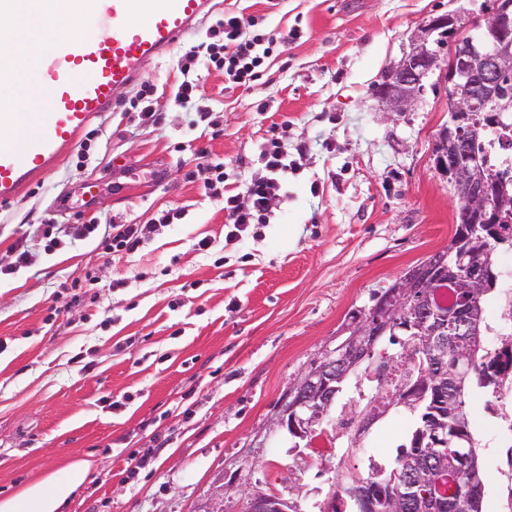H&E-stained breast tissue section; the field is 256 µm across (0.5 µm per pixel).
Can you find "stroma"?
I'll list each match as a JSON object with an SVG mask.
<instances>
[{
  "label": "stroma",
  "mask_w": 512,
  "mask_h": 512,
  "mask_svg": "<svg viewBox=\"0 0 512 512\" xmlns=\"http://www.w3.org/2000/svg\"><path fill=\"white\" fill-rule=\"evenodd\" d=\"M493 6L217 0L93 119L88 147H63L58 165L0 207V267L13 266L15 245L29 252L27 267L0 277V502L85 464L59 512H207L230 482L299 489L301 512H319L337 465L394 467L418 420L404 408L370 429V455L339 440L256 437L372 290L447 246L456 204L434 155L449 120L445 75L430 76L410 112L382 111L372 86L433 17L457 14L475 34ZM228 12L258 18L274 52L247 86L200 68L209 120L193 126L175 99L177 61ZM146 82L156 125L137 117ZM276 137L303 153L288 195L254 234L226 240L222 205L204 190L208 168L223 162L230 189L244 193L261 172L260 145ZM169 209L183 219L133 254H104L95 237L44 250L49 223L147 224ZM203 238L214 256L197 251ZM468 409L487 476L483 512H512V399L473 388Z\"/></svg>",
  "instance_id": "stroma-1"
}]
</instances>
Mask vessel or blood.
Returning <instances> with one entry per match:
<instances>
[{"instance_id":"b4317fda","label":"vessel or blood","mask_w":512,"mask_h":512,"mask_svg":"<svg viewBox=\"0 0 512 512\" xmlns=\"http://www.w3.org/2000/svg\"><path fill=\"white\" fill-rule=\"evenodd\" d=\"M87 15L111 28L108 39L54 36L40 52L9 44L0 65V88L17 84L34 62L50 103L41 112L0 113V206L12 203L57 164L64 146L100 113L111 110L121 88L142 75L143 64L170 53L207 15L211 0H88Z\"/></svg>"}]
</instances>
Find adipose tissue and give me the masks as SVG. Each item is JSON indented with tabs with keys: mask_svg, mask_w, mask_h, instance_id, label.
Wrapping results in <instances>:
<instances>
[{
	"mask_svg": "<svg viewBox=\"0 0 512 512\" xmlns=\"http://www.w3.org/2000/svg\"><path fill=\"white\" fill-rule=\"evenodd\" d=\"M81 9V0H16L13 11L0 14V26L6 27L8 40L36 46L46 42L57 27L71 29L73 36H80L74 23ZM86 475L85 469L78 468L70 479L53 483L51 490L38 486L26 489L28 512H57Z\"/></svg>",
	"mask_w": 512,
	"mask_h": 512,
	"instance_id": "obj_1",
	"label": "adipose tissue"
}]
</instances>
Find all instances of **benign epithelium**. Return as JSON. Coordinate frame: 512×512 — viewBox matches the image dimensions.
Returning <instances> with one entry per match:
<instances>
[{
	"label": "benign epithelium",
	"instance_id": "1",
	"mask_svg": "<svg viewBox=\"0 0 512 512\" xmlns=\"http://www.w3.org/2000/svg\"><path fill=\"white\" fill-rule=\"evenodd\" d=\"M459 17L443 14L417 28L410 36L409 50L387 71L381 83L372 92L385 112H409L426 89L430 75L441 68L443 32L453 33ZM488 37L482 44H454L448 59V98L451 106L446 130L439 136L436 155L437 169L451 166V176L457 194L462 199L457 213L465 221L475 218L479 223L473 231L494 230L502 212L512 205V196L486 180L484 166L472 155L459 126L477 117L481 112L490 116L512 112V0H498L496 8L485 18ZM483 275L471 272L464 277L448 273V283L454 288H482ZM414 284L398 280L386 298L372 309L370 318L346 328L349 334L340 350L329 353L300 375L292 388L276 406L268 425V435L286 431L292 437L312 446L322 438L318 426L326 422L339 383L361 367H379L380 387H390L386 366L375 357L376 342L383 334V326L396 321L406 307L414 302ZM423 336L428 375L424 382L407 390L389 392L392 402L411 407L419 406L424 394L431 397L427 428L419 430L412 441L409 459L418 462L426 455L442 457L440 467L425 477L429 485L442 489L445 485H462L472 498L483 497L485 484L480 455L476 448H468L448 459L447 447L453 440L466 441L468 416L462 401L466 385L473 371L476 342L464 354H448L447 339L465 331L476 336L480 332V314L470 309L466 315L446 316L437 313L416 326ZM452 406L450 416L454 424L448 430L443 408ZM352 444L357 446L376 422V414L366 410L354 418ZM334 490L347 495L355 512H372L375 499L394 504L411 499L420 509H429V501L422 499L419 484H399L393 480L371 483L357 473L343 468L335 471ZM238 495L245 502L246 512H295L297 502L280 492L246 491L233 485L225 487V494L216 498L210 512H224V496Z\"/></svg>",
	"mask_w": 512,
	"mask_h": 512
}]
</instances>
